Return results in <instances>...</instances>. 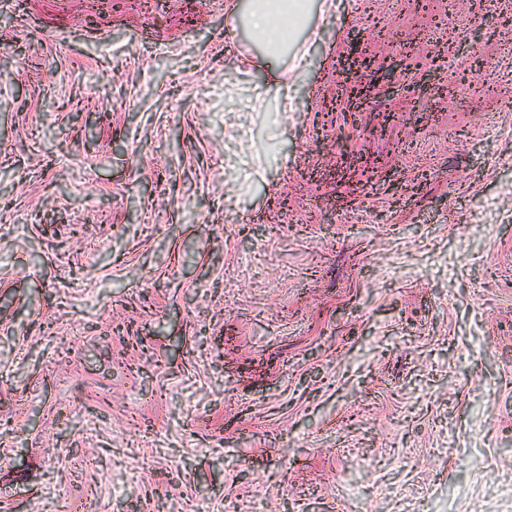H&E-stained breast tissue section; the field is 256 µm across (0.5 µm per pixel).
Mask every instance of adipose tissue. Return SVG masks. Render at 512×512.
I'll list each match as a JSON object with an SVG mask.
<instances>
[{
  "mask_svg": "<svg viewBox=\"0 0 512 512\" xmlns=\"http://www.w3.org/2000/svg\"><path fill=\"white\" fill-rule=\"evenodd\" d=\"M305 11L306 0H252L249 24L277 52L287 46L293 26L304 21Z\"/></svg>",
  "mask_w": 512,
  "mask_h": 512,
  "instance_id": "adipose-tissue-1",
  "label": "adipose tissue"
}]
</instances>
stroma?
Wrapping results in <instances>:
<instances>
[{
    "mask_svg": "<svg viewBox=\"0 0 512 512\" xmlns=\"http://www.w3.org/2000/svg\"><path fill=\"white\" fill-rule=\"evenodd\" d=\"M322 2L0 0V512H512V0ZM305 11V0H253L249 24L276 54L288 46L289 34L295 24L305 20ZM359 32L353 33L350 38V50L342 56L340 65L342 73L346 75L348 78L351 74H356L361 70H371L373 69L372 60L366 56H363L357 48L359 44Z\"/></svg>",
    "mask_w": 512,
    "mask_h": 512,
    "instance_id": "obj_1",
    "label": "stroma"
}]
</instances>
